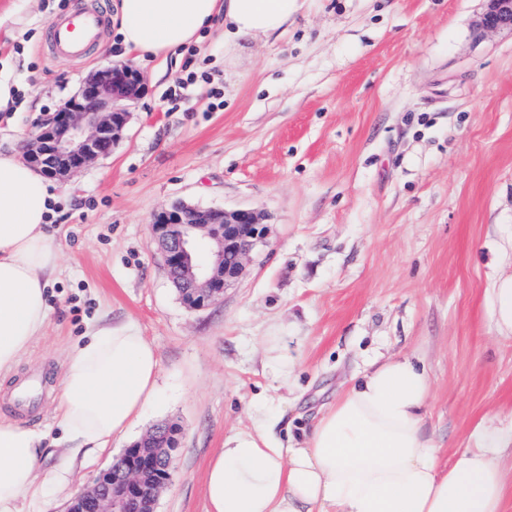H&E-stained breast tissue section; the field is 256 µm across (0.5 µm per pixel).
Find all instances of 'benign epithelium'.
<instances>
[{"mask_svg":"<svg viewBox=\"0 0 512 512\" xmlns=\"http://www.w3.org/2000/svg\"><path fill=\"white\" fill-rule=\"evenodd\" d=\"M479 20L485 31L512 30V0H486ZM143 89V78L127 63H112L91 74L79 92L35 131L24 158L49 179L64 182L108 157L128 123V106ZM267 227L255 209L202 208L176 201L151 224V247L160 255L172 286L191 310L224 298L244 274ZM183 429L175 422L154 427L79 491L65 512H156L172 482L174 452Z\"/></svg>","mask_w":512,"mask_h":512,"instance_id":"7a95c632","label":"benign epithelium"}]
</instances>
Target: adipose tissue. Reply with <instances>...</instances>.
Wrapping results in <instances>:
<instances>
[{"mask_svg": "<svg viewBox=\"0 0 512 512\" xmlns=\"http://www.w3.org/2000/svg\"><path fill=\"white\" fill-rule=\"evenodd\" d=\"M301 0H118L127 55L167 56L223 23L238 43L283 32ZM55 194L11 152H0V376L11 377L49 321L46 287L59 270L49 231ZM155 346L127 323L90 326L67 354L57 398L59 463L39 476L46 434L0 420V512H22L64 489L78 457L110 447L157 393ZM430 392L410 357L373 361L302 442L281 448L263 421L224 440L208 463L207 512H504L502 459L512 429L478 424L440 466L423 431Z\"/></svg>", "mask_w": 512, "mask_h": 512, "instance_id": "1", "label": "adipose tissue"}]
</instances>
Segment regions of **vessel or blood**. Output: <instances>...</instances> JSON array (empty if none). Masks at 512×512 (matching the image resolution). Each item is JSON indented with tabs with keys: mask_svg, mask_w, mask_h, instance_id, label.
<instances>
[{
	"mask_svg": "<svg viewBox=\"0 0 512 512\" xmlns=\"http://www.w3.org/2000/svg\"><path fill=\"white\" fill-rule=\"evenodd\" d=\"M105 25V16L93 8L78 9L49 21L54 56L62 60L84 57L92 46L99 44Z\"/></svg>",
	"mask_w": 512,
	"mask_h": 512,
	"instance_id": "b4317fda",
	"label": "vessel or blood"
}]
</instances>
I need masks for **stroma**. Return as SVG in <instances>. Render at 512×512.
Masks as SVG:
<instances>
[{
    "label": "stroma",
    "mask_w": 512,
    "mask_h": 512,
    "mask_svg": "<svg viewBox=\"0 0 512 512\" xmlns=\"http://www.w3.org/2000/svg\"><path fill=\"white\" fill-rule=\"evenodd\" d=\"M82 0H0V74L19 87L0 151L75 96L102 52L48 51L45 29ZM485 0H305L284 34L230 52L219 32L144 79L111 155L54 183L61 272L45 333L20 366L34 412L0 395V416L59 437L49 390L90 324L127 322L159 358L154 404L110 448L77 460L46 512L68 501L155 424L179 423L158 512H207V465L257 411L280 441L303 437L379 356L418 359L431 380L423 427L443 459L479 423H512V335L493 282L512 273V31L485 32ZM193 57L178 109L167 93ZM183 199L253 208L268 236L218 303L187 309L150 246L156 213ZM292 369L269 366L267 337ZM490 313L497 330L512 335V275L495 280L491 288Z\"/></svg>",
    "instance_id": "1"
}]
</instances>
